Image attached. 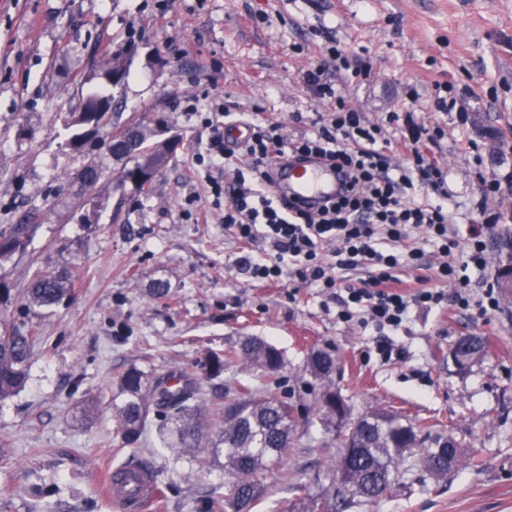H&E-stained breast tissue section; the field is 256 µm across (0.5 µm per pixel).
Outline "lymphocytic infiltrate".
<instances>
[{"instance_id": "1", "label": "lymphocytic infiltrate", "mask_w": 512, "mask_h": 512, "mask_svg": "<svg viewBox=\"0 0 512 512\" xmlns=\"http://www.w3.org/2000/svg\"><path fill=\"white\" fill-rule=\"evenodd\" d=\"M324 74L320 66L304 74L306 84L328 106L327 115L316 118L315 136L293 140L283 135L280 122L254 123L244 141L230 146L218 134L196 155L207 169L213 195L227 200L225 233L268 249L265 262L242 258V271L260 283L287 272L325 289L340 307V320L376 331V348L386 360L396 350L391 335L411 307H440L449 301L481 317L497 311L500 298L494 287L473 299L471 274L485 272L487 233L500 216L483 212L482 223L463 232L453 224L447 174L431 153L443 136L441 127L426 125L409 108L390 115L400 133L398 141H390L381 125L367 122L337 95ZM285 154L321 158L342 174L343 192L314 212L280 203L271 192L272 169ZM243 156L249 166L235 169L232 181H225L226 165ZM423 188L432 197L421 202L415 194ZM416 234L421 246L407 247ZM430 252L437 259L436 287L402 289L403 275L425 267ZM342 270H361L366 277L361 286L346 285L338 276Z\"/></svg>"}]
</instances>
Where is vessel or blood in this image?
<instances>
[{
  "label": "vessel or blood",
  "instance_id": "obj_1",
  "mask_svg": "<svg viewBox=\"0 0 512 512\" xmlns=\"http://www.w3.org/2000/svg\"><path fill=\"white\" fill-rule=\"evenodd\" d=\"M341 188L342 182L336 171L329 164L316 159H284L274 169L277 198L296 202L306 210L318 209L334 200Z\"/></svg>",
  "mask_w": 512,
  "mask_h": 512
}]
</instances>
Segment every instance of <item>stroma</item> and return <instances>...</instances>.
Listing matches in <instances>:
<instances>
[{"mask_svg": "<svg viewBox=\"0 0 512 512\" xmlns=\"http://www.w3.org/2000/svg\"><path fill=\"white\" fill-rule=\"evenodd\" d=\"M0 0V229L30 206L45 208L24 254L0 262L9 289L0 325L36 338L25 387L0 402V512H112L101 476L130 463L112 420V393L129 367L165 375L194 370L205 351L258 337L283 355L268 390L298 410L320 393L305 370L310 353L337 360L333 381L352 416L399 413L452 436L470 465L435 480L414 472L406 488L351 512H512V296L481 319L455 308H412L393 340L407 357L382 360L375 333L340 322L335 300L289 276L260 285L237 267L265 259L259 244L229 237L222 209L195 157L212 136L188 99L222 97L251 122L280 119L288 138L312 134L324 106L304 83L324 64L340 95L388 138L391 113L414 107L444 131L435 152L453 193L459 224L477 217L482 185L468 142L487 171L512 179V0ZM346 51L338 74L325 48ZM120 55L118 86L100 66ZM449 82L472 124L436 111V86ZM123 103L117 123L145 120L179 144L149 191H113L120 170L101 143L103 164L90 189L74 179L60 117L90 90ZM303 113L295 122L293 113ZM501 221L488 233L485 279L512 262V201H487ZM79 265L72 297L28 308L36 271ZM165 292H153L155 284ZM483 337L486 356L457 369L448 349ZM144 453L166 504L158 512H198L210 484L225 481L209 435L178 444L173 421L153 416Z\"/></svg>", "mask_w": 512, "mask_h": 512, "instance_id": "stroma-1", "label": "stroma"}]
</instances>
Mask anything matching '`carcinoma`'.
Wrapping results in <instances>:
<instances>
[{"label":"carcinoma","instance_id":"cac0c4a2","mask_svg":"<svg viewBox=\"0 0 512 512\" xmlns=\"http://www.w3.org/2000/svg\"><path fill=\"white\" fill-rule=\"evenodd\" d=\"M109 104L117 109L114 95L94 91L87 96L82 111L71 112L66 126L73 129L70 138L72 161L77 171L86 172L81 187L91 188L101 179L99 162L85 151V145L97 136L100 129L93 127L99 108ZM130 134L106 148L112 157L123 162L115 178V186L130 179L137 172L157 171L170 151L169 141L157 142V132L138 122L128 126ZM43 210L31 208L19 216L9 231H0V261L23 251L38 226ZM81 268L73 266L66 271L45 269L37 272L30 283L27 301L31 306L51 307L71 295ZM34 337L17 325L0 327V401L18 393L28 379L29 362ZM248 363L269 378L282 367L281 353L257 338H248L237 347L222 354L210 353L200 361V372L188 375L154 377L130 367L119 378L112 396V419L121 447L133 454L142 452L149 433L150 407L157 414L172 415L182 422V443L198 440L201 423L199 408L207 402L211 382L221 378L233 363ZM310 375L320 382L323 390L333 388L332 374L336 358L329 352L317 351L310 355L307 365ZM224 426L217 431L215 451L224 457V486H211L199 502L201 512H251L253 505L264 497L268 486L265 479L276 474L283 485H293L304 491L299 512H348L356 504L372 505L403 482L406 474L419 470L440 480L468 465L460 445L440 446L448 439L442 433H420L400 417L385 410H372L352 426L338 434L339 451L326 460V469L315 473L317 491L307 492L301 475L306 469L288 466V456L298 447L299 430L317 419L324 425L335 423L333 408L323 396L314 400L305 415L295 412L286 398H278L262 386H241L237 398L221 408ZM129 466L112 473V490L119 495L130 492L139 472ZM329 479L320 482V476Z\"/></svg>","mask_w":512,"mask_h":512}]
</instances>
